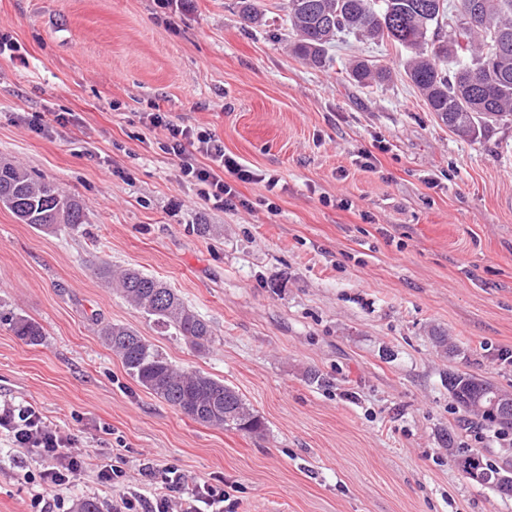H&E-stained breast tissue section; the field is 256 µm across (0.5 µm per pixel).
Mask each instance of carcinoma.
<instances>
[{"instance_id": "obj_1", "label": "carcinoma", "mask_w": 512, "mask_h": 512, "mask_svg": "<svg viewBox=\"0 0 512 512\" xmlns=\"http://www.w3.org/2000/svg\"><path fill=\"white\" fill-rule=\"evenodd\" d=\"M243 19L259 25L263 14L255 0H238ZM288 34L295 53L316 68L329 64L328 48L336 35L389 41L415 50L407 76L429 111L456 136L476 140L493 124L512 116V0H288ZM454 27V35L446 28ZM351 76L358 82H383L385 69L357 60ZM0 204L23 224L48 233L73 230L85 223L82 203L47 181H35L8 162L0 163ZM135 309L175 330L199 352L215 342L210 322L189 308L162 281L137 269L98 267ZM9 328L30 346L44 341L41 325L22 315L6 318ZM98 336L121 360L126 373L151 394L191 419L211 427L260 435L265 423L235 389L200 371L176 368L132 328L102 323ZM448 393L462 410L502 432H512V406L504 412L489 397L512 394L467 372L448 373ZM465 474L479 471L483 484L512 497V459L499 464L471 453L454 455Z\"/></svg>"}]
</instances>
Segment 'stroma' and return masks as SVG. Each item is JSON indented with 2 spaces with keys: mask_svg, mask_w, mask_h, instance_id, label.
<instances>
[{
  "mask_svg": "<svg viewBox=\"0 0 512 512\" xmlns=\"http://www.w3.org/2000/svg\"><path fill=\"white\" fill-rule=\"evenodd\" d=\"M0 0V161L80 200L48 234L0 205V400L35 403L88 456L60 512L224 480V512H512L448 455L495 463L449 372L512 391V123L458 138L404 73L406 50L346 37L317 69L288 42L286 0ZM391 79L363 87L351 60ZM204 128L258 173L236 210L206 203L143 115ZM70 121H63V114ZM208 232H199V225ZM165 282L209 320L200 353L97 279L91 262ZM44 329L26 345L6 316ZM136 330L178 368L221 379L264 437L210 427L149 393L97 334ZM458 354L443 357L431 333ZM119 466L117 484L96 479ZM49 466L0 435V512H33Z\"/></svg>",
  "mask_w": 512,
  "mask_h": 512,
  "instance_id": "stroma-1",
  "label": "stroma"
}]
</instances>
